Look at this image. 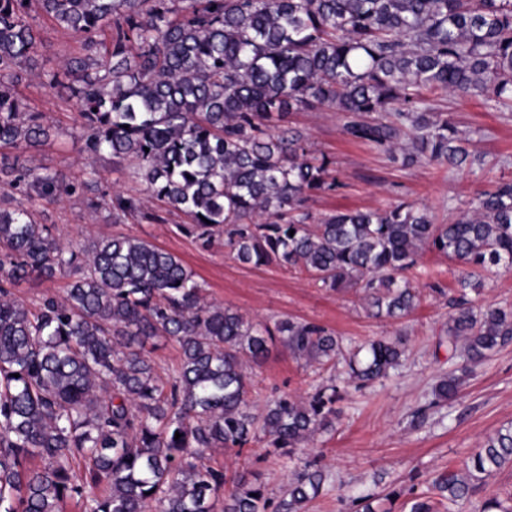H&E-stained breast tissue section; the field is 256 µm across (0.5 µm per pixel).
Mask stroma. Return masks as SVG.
I'll list each match as a JSON object with an SVG mask.
<instances>
[{
    "label": "stroma",
    "mask_w": 512,
    "mask_h": 512,
    "mask_svg": "<svg viewBox=\"0 0 512 512\" xmlns=\"http://www.w3.org/2000/svg\"><path fill=\"white\" fill-rule=\"evenodd\" d=\"M42 45L36 66L26 69L18 91L32 110L46 113L56 136L48 144L30 149L32 164L69 175L79 190L63 205L41 207L40 223L51 226L66 245L87 243L102 236L129 235L147 239L183 260L205 288L209 300L245 314L253 321L274 323L293 318L332 332L344 347L380 339H402L405 355L390 375L367 387L341 385L333 430L321 433L293 454L274 453L265 436L243 453L217 448L213 465L228 471L248 470L265 483L271 497H279L294 471L318 462L325 474L320 495L305 512H352L354 498L379 495L387 489L422 492L430 476L450 470L466 475L485 440L512 424V344L472 364L448 353V300L458 295L463 267L455 260L424 252L412 283L420 293L418 307L392 319L367 311L361 292L336 293L319 287L305 272L277 266H245L225 250L222 242L203 244L182 231L187 218L152 203L150 212L162 222L138 216L113 222L100 207L102 194L120 190L140 197L144 186L133 161L113 165L97 160L100 178L86 186L75 136L81 119L77 107L44 88L45 73L62 59L80 53L81 40L56 27L40 11H33ZM435 111L444 113L460 131L469 133L470 164L417 163L408 167L389 160L373 145L349 140L341 128L343 113L333 109L291 114L286 124L302 132L313 150L334 161L339 189L312 195L305 208L313 220L338 210L385 209L407 202L428 211L433 223L448 224L472 209L479 194L500 180H512V112L475 98H434ZM480 290L468 291L475 310L494 306L512 308V271L482 272ZM466 367L457 397L448 403L432 401V388L451 370ZM258 403L284 393L307 396L328 384L330 368L295 358L281 346L253 367ZM512 496V465L498 469L478 485L472 496L451 512H482L486 501H507Z\"/></svg>",
    "instance_id": "35a3bbf8"
}]
</instances>
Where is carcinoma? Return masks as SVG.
Segmentation results:
<instances>
[{
	"mask_svg": "<svg viewBox=\"0 0 512 512\" xmlns=\"http://www.w3.org/2000/svg\"><path fill=\"white\" fill-rule=\"evenodd\" d=\"M83 38L85 54L47 74L74 101L79 153L91 169L138 161L145 194L187 216L205 243L224 236L242 264L302 268L322 288L360 290L374 317L397 318L419 296L409 273L420 250L479 271L512 270V180L480 194L474 213L435 224L412 204L337 211L310 224L314 193L341 186L312 156L292 112L345 113L342 132L391 157L403 137L430 162L460 166L467 134L433 111L429 95L457 94L512 109V0H0V512H303L323 486L320 469L288 482L278 502L252 473L210 463L215 448L242 449L261 430L293 453L333 429L337 386L306 401L285 394L261 410L246 365L280 343L323 366H347L358 385L388 376L401 342L370 343L365 358L312 323L274 327L208 303L194 272L149 241L99 237L76 251L36 222L77 186L27 165L53 127L17 85L41 46L32 5ZM100 205L119 221L143 208L114 192ZM69 272L66 294L29 306L12 288ZM175 342L180 364L165 382L147 345ZM512 343V310L479 313L465 295L448 315V344L470 362ZM19 377H14V374ZM443 376L436 398L459 391ZM181 434L175 438V434ZM39 457L42 467L26 463ZM512 463V425L489 437L464 479L440 473L431 490L455 505ZM401 512H435L430 496Z\"/></svg>",
	"mask_w": 512,
	"mask_h": 512,
	"instance_id": "cac0c4a2",
	"label": "carcinoma"
}]
</instances>
